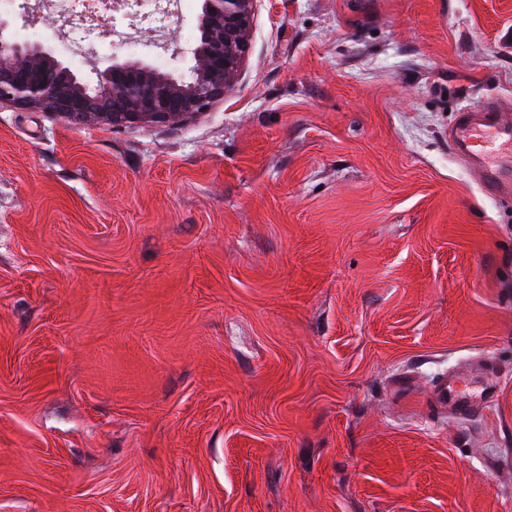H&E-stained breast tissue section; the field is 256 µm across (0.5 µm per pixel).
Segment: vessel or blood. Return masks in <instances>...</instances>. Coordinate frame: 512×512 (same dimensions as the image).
<instances>
[{
	"label": "vessel or blood",
	"mask_w": 512,
	"mask_h": 512,
	"mask_svg": "<svg viewBox=\"0 0 512 512\" xmlns=\"http://www.w3.org/2000/svg\"><path fill=\"white\" fill-rule=\"evenodd\" d=\"M449 145L477 173L487 197H512V123L502 119L495 100H485L476 110L464 113ZM462 379V374H449L438 386L437 396L449 411L467 414L476 404L460 392Z\"/></svg>",
	"instance_id": "obj_1"
}]
</instances>
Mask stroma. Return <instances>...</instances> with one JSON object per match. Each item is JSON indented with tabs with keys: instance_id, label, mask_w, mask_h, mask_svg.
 <instances>
[{
	"instance_id": "35a3bbf8",
	"label": "stroma",
	"mask_w": 512,
	"mask_h": 512,
	"mask_svg": "<svg viewBox=\"0 0 512 512\" xmlns=\"http://www.w3.org/2000/svg\"><path fill=\"white\" fill-rule=\"evenodd\" d=\"M200 12L71 69L189 73ZM488 98L512 0H254L207 112L0 106V512H512V200L448 143ZM464 378L462 373L448 374V380H443L437 387V396L444 405L448 404V411L457 414H467L473 411L479 404L472 401L471 397L463 395L459 390V384Z\"/></svg>"
}]
</instances>
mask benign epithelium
Listing matches in <instances>:
<instances>
[{"label":"benign epithelium","mask_w":512,"mask_h":512,"mask_svg":"<svg viewBox=\"0 0 512 512\" xmlns=\"http://www.w3.org/2000/svg\"><path fill=\"white\" fill-rule=\"evenodd\" d=\"M253 0H203L185 78L138 58L115 60L90 86L49 50L19 42L0 21V104L112 127L174 123L206 112L235 86L249 45Z\"/></svg>","instance_id":"7a95c632"}]
</instances>
